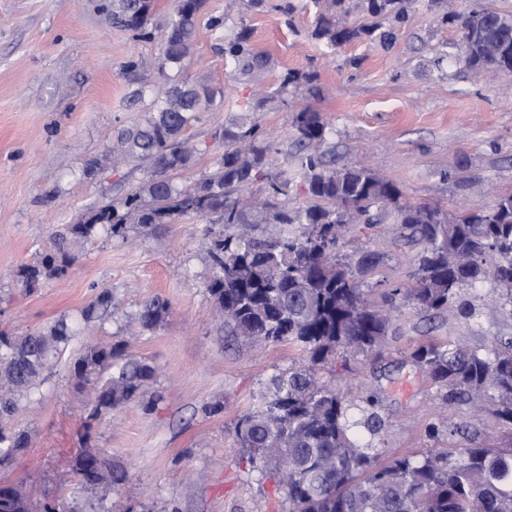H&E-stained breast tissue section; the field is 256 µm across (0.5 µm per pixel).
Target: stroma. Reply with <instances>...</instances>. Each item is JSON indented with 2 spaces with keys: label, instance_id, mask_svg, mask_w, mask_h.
<instances>
[{
  "label": "stroma",
  "instance_id": "stroma-1",
  "mask_svg": "<svg viewBox=\"0 0 512 512\" xmlns=\"http://www.w3.org/2000/svg\"><path fill=\"white\" fill-rule=\"evenodd\" d=\"M278 2L251 12L242 0H205L183 74L205 80L228 109L204 113L188 128L202 153L176 182L212 170L223 148L211 131L228 119L229 108H244L257 89L291 69L316 76L296 101L331 122L337 165L369 167L397 184L404 201L451 213L512 194V72L476 83L465 71L429 65L459 39L457 25L438 23L422 7L395 28L390 46L362 41L327 55L311 36L312 13L299 10L288 20ZM221 16L227 25L252 27L255 50L272 54L275 71L259 81L226 76L224 44L211 30ZM158 43L114 27L112 0H0V330L43 332L60 319L74 330L14 418L31 443L0 467V481L24 482L35 503H56L59 512H287L274 477L248 475L234 426L270 377L303 355L285 343L237 342L213 323L204 220L186 217L145 235L132 225L124 240L98 234L77 245L66 279L32 293L15 279L20 265L47 249L58 225L77 222L144 181V171L128 165L105 168L93 181L82 179L81 167L148 110L134 96L156 76ZM251 118L275 140L266 163L279 171L292 148L291 112L275 102ZM390 232L387 224L356 230L386 255L362 284L381 309L386 289L407 278L403 255L418 251L414 244L390 247ZM104 287L114 293L111 312L85 320L96 289ZM153 296L167 300L169 311L145 330L135 313ZM445 338L466 349L504 350L512 345V320L491 302L476 322L406 308L381 357L336 359L318 370L320 380L340 382L349 395L377 393L386 421L375 442L380 463L440 448H512V425L467 405L445 410L459 434L442 442L426 437L425 427L443 410L410 354ZM121 340L126 356L153 366L155 376L132 401L84 429L86 399L71 367L88 348ZM85 447L129 473L109 499L75 481L73 459Z\"/></svg>",
  "mask_w": 512,
  "mask_h": 512
}]
</instances>
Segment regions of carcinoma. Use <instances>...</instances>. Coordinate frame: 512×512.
<instances>
[{
    "mask_svg": "<svg viewBox=\"0 0 512 512\" xmlns=\"http://www.w3.org/2000/svg\"><path fill=\"white\" fill-rule=\"evenodd\" d=\"M424 1L438 9L441 24L461 29L451 54L456 66L477 78L512 70V14L485 6L460 12L455 0H304L299 6L288 0L278 10L287 17L299 8L313 11L312 35L334 52L362 39L392 43V28L406 23ZM151 4L112 0V24L144 28ZM201 6L202 0H175L162 25L160 70H184ZM355 12L370 22L352 21ZM212 27L224 29L229 74L256 78L274 68L271 54L253 50L246 23L228 30L218 18ZM315 78L284 71L272 90L250 99L247 111L261 112L275 101L284 104ZM208 111L222 112L224 104L216 103L215 93L202 83L185 80L153 90L147 117L118 132L104 155L114 165L145 168L150 176L124 196L89 209L78 222L60 225L53 247L15 272L25 291L65 277L77 260L72 243L100 231L123 239L129 224L147 234L184 216L211 218L213 225L205 228L211 268L207 289L220 328L252 343L294 345L307 361L272 375L267 391L238 419L235 434L249 475H280L278 488L288 512H512V449L485 446L406 455L380 466L367 452L371 444L364 442L385 426L378 397L370 393L353 401L314 375L316 366L340 354L379 353L394 330L395 313L407 307L472 321L479 301L490 295L511 318L512 194L499 196L488 208L454 214L439 206L403 203L400 188L370 169L334 166L323 150L333 127L308 106L293 112L289 167L268 171L265 158L273 144L267 133L256 122L231 119L211 134L224 144L213 170L192 185L178 184L175 174L191 168L198 153L183 133ZM259 182L268 187L269 200L256 210L241 206L243 191ZM299 183L308 205L279 202ZM389 221L397 225L391 243H416L421 250L408 280L391 285L393 312L384 313L365 300L358 282L381 263L383 254L351 244L355 225L371 229ZM261 224L280 229L265 235L259 232ZM112 300V289H101L85 318L112 310ZM167 311L168 303L154 296L135 318L152 329ZM71 337L63 319L45 332H0V466L28 447L26 432L8 427L18 398L37 388ZM412 359L434 383L441 404H491L499 420L512 425V348L480 352L448 340L418 346ZM72 371L80 385L89 387L87 429L155 376L146 363L123 361L120 344L89 349ZM456 432L446 417L426 428L433 441ZM74 472L97 492L126 477L124 468L108 467L89 450L75 457ZM5 491L11 503L0 512H56L50 504L36 508L19 482L0 494Z\"/></svg>",
    "mask_w": 512,
    "mask_h": 512,
    "instance_id": "cac0c4a2",
    "label": "carcinoma"
}]
</instances>
